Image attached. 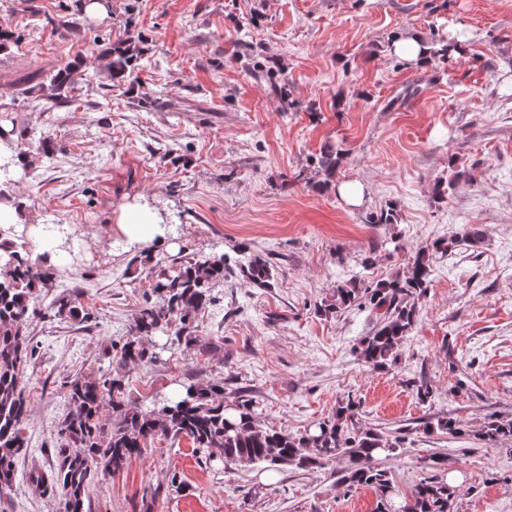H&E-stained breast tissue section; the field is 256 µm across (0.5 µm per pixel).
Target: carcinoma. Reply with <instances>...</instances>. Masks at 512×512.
I'll return each instance as SVG.
<instances>
[{
    "label": "carcinoma",
    "instance_id": "obj_1",
    "mask_svg": "<svg viewBox=\"0 0 512 512\" xmlns=\"http://www.w3.org/2000/svg\"><path fill=\"white\" fill-rule=\"evenodd\" d=\"M421 45L430 62L448 57L450 45L441 37L433 36ZM101 57L110 78L136 80L131 41L108 44ZM80 67L75 61L45 76L37 70L28 80L42 77L40 89L47 99L57 101L68 97ZM348 155L349 150L341 143L329 141L320 147L314 167L323 186L332 185ZM24 156L25 145L0 129V203L13 201L9 167L11 160ZM482 239V229L468 224L459 238L438 239L419 249L402 269L386 279H350L337 284L320 310L337 314L371 306L376 311V323L355 352L359 360L374 369L393 365L400 345L417 324L419 304L432 287L436 256L448 253L456 243L474 247ZM154 274L153 294L158 302H146L123 340L112 344L116 367L100 369L94 375L77 374L66 382L67 412L57 430L65 451L52 473L31 470L30 486L59 489L63 512H85V490L95 476L123 470L132 458L157 441L185 439L195 452L207 459L218 457L227 465L310 468L346 456L349 466L339 482L348 490L355 486L373 488L378 497L377 512H455L454 491L444 478H424L409 496L400 498L380 460L393 454L403 438L390 440L370 428L356 427L358 404L350 397L338 406L332 418L299 434L258 425L257 405L251 399L224 404L222 384L186 385L179 400L161 399L146 411L131 405L125 369L158 361L146 347L153 336L162 333L168 336L171 347L189 350L199 342L194 321L212 305L211 289L215 284L239 274L259 287L270 288L277 279V270L269 260L249 254L245 248L235 261L216 252L200 253L183 263L173 260L164 264L159 260ZM55 279V266L48 255L32 253L26 229L0 223V494L14 487V461L26 448L23 430L28 403L22 378L36 351L26 335L30 309ZM48 311L61 320H72L82 316L84 308L78 298L62 291L51 299ZM436 428L454 438L469 434L491 444L512 442V419L493 415L471 434L450 417L438 419Z\"/></svg>",
    "mask_w": 512,
    "mask_h": 512
}]
</instances>
